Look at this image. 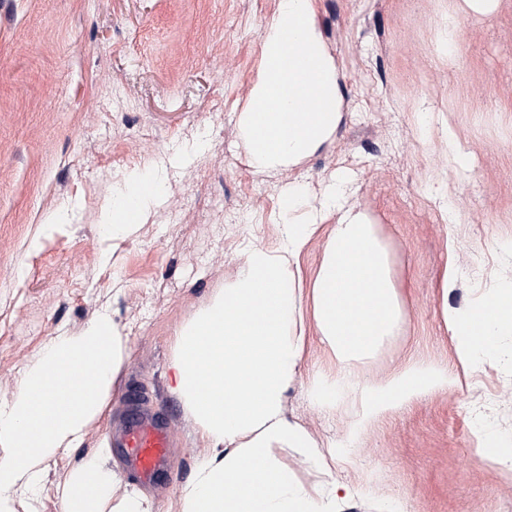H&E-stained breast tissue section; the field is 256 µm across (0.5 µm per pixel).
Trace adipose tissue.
Segmentation results:
<instances>
[{
	"label": "adipose tissue",
	"mask_w": 512,
	"mask_h": 512,
	"mask_svg": "<svg viewBox=\"0 0 512 512\" xmlns=\"http://www.w3.org/2000/svg\"><path fill=\"white\" fill-rule=\"evenodd\" d=\"M316 0H277L261 33V61L239 133L258 172L301 164L335 134L342 118L339 72L315 23ZM161 183L133 177L112 201L102 229L132 231L156 202ZM349 179L338 176L318 208L295 213L301 185L279 203L275 244H247L235 279L175 333L170 389L183 402L208 450L173 512H340L342 503L368 495V487L337 478L336 470L359 435L381 418L422 397L455 388L447 365L412 359L387 378L360 380L355 364L372 359L405 321L389 251L369 215L347 203ZM322 259L305 279L302 259L317 234ZM440 315L458 364L479 370L512 352V285L491 289L465 306L442 305ZM336 358L335 374H322L308 395L332 412L345 399L354 407L341 444L320 446L288 418L284 398L300 379L312 339ZM126 354V338L109 314L93 317L76 336L43 345L9 400L0 399V512L18 490L33 489L42 465L59 449L79 447L99 420ZM294 451L324 477L310 490L283 465ZM110 448L84 456L61 486V512H152L134 490L113 498L118 473Z\"/></svg>",
	"instance_id": "ef3b65f1"
}]
</instances>
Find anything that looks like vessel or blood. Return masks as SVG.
Instances as JSON below:
<instances>
[{"label": "vessel or blood", "mask_w": 512, "mask_h": 512, "mask_svg": "<svg viewBox=\"0 0 512 512\" xmlns=\"http://www.w3.org/2000/svg\"><path fill=\"white\" fill-rule=\"evenodd\" d=\"M115 445L124 449L128 467L139 481L156 482L168 466L171 426L162 415L130 410Z\"/></svg>", "instance_id": "vessel-or-blood-1"}]
</instances>
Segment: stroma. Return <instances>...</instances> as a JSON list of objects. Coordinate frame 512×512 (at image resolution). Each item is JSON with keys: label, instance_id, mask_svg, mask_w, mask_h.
Returning a JSON list of instances; mask_svg holds the SVG:
<instances>
[{"label": "stroma", "instance_id": "obj_1", "mask_svg": "<svg viewBox=\"0 0 512 512\" xmlns=\"http://www.w3.org/2000/svg\"><path fill=\"white\" fill-rule=\"evenodd\" d=\"M275 9L276 0H0V398L50 337L79 335L98 313L127 338L105 415L81 449L45 462L37 495L16 497L14 512H61L60 484L106 440L132 388L174 429L171 474L144 489L154 512H169L208 447L169 389L175 332L233 280L246 242L275 241L290 184L306 186L308 209L331 175L349 172L351 204L389 250L407 320L358 364L361 378L411 357L455 367L441 303L465 305L512 276V0L488 15L465 0H316L342 119L299 166L260 174L238 122ZM451 15L453 57L439 41ZM449 129L470 170L449 169ZM159 166L157 204L131 234L103 240L113 186ZM62 210L67 221L51 226ZM448 266L457 283L444 296ZM335 371L312 340L285 394L288 417L325 443L347 430L353 404L323 412L306 388ZM480 422L512 437V374L495 362L364 431L340 474L370 495L343 512H512V480L473 453Z\"/></svg>", "mask_w": 512, "mask_h": 512}]
</instances>
